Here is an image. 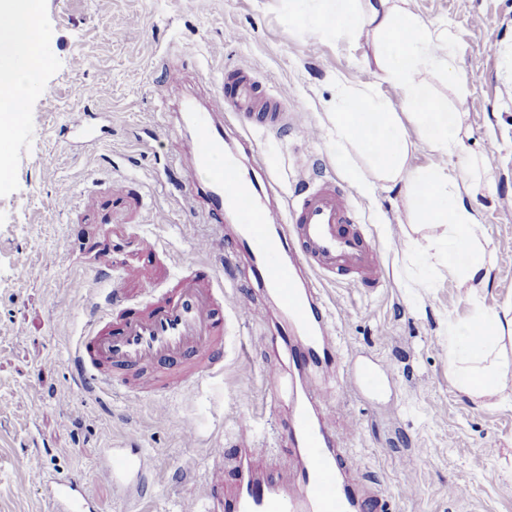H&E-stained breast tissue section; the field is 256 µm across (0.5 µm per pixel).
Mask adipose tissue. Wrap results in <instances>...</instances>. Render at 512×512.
<instances>
[{"instance_id":"obj_1","label":"adipose tissue","mask_w":512,"mask_h":512,"mask_svg":"<svg viewBox=\"0 0 512 512\" xmlns=\"http://www.w3.org/2000/svg\"><path fill=\"white\" fill-rule=\"evenodd\" d=\"M36 0H0V48L10 58L0 61V133L15 124L14 114L37 83L29 61L46 64V37L37 36ZM335 27L340 38L367 30L376 36L378 77L391 85L408 111L416 136H409L390 101L338 82L336 146L367 155L378 180L403 184L416 196L410 221L437 228L434 236L409 239L407 252L425 257L440 273L466 288L472 315L448 324V372L460 390L481 398L504 390L508 377L498 362L466 368L464 352L488 348L491 340L512 335V320L486 305L484 288L491 281L494 255L487 248V229L472 206L465 186L462 113L432 98L420 81L427 69L449 70L452 37L390 0H317L308 29ZM430 155L429 164L412 167L415 146Z\"/></svg>"}]
</instances>
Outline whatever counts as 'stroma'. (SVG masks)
<instances>
[{"instance_id": "1", "label": "stroma", "mask_w": 512, "mask_h": 512, "mask_svg": "<svg viewBox=\"0 0 512 512\" xmlns=\"http://www.w3.org/2000/svg\"><path fill=\"white\" fill-rule=\"evenodd\" d=\"M404 8L449 31L465 96L442 70L420 79L465 114L467 181L496 253L485 302L512 307V0H404ZM49 61L28 98L24 122L0 148V512H51L43 477L79 475L99 512H185L212 472L231 457L238 422L255 421L254 442L272 458L288 453V388L269 389L267 367L288 371L278 341L283 318L270 293L253 287L237 253L235 226L216 232L201 210L177 203L172 179L190 165V132L175 113L181 99L205 105L224 73L246 69L282 96L288 124L254 129L258 151L283 193L297 178L338 180L376 243L385 267L378 288L353 277L326 279L321 293L335 317L343 356L393 367L385 389L360 396L321 383L339 410L334 430L383 498L384 512H512V403L473 398L448 373L446 319L467 321L466 289L445 278L410 297L402 281L417 267L404 258L414 231L400 188L363 193L364 156L331 139L337 80L393 98L376 76V41L362 33L302 35L289 0H40ZM181 73L167 100L154 94L169 71ZM96 113L98 141L85 147L66 123ZM131 178L150 205L130 233L147 238L151 278L167 279L184 260L209 262L231 298L224 309V370L153 400L130 404L121 389L89 402L71 357L90 303L123 288L94 271L104 227L75 220L84 193ZM152 461L143 491L120 498L97 475L101 448L122 447L128 429Z\"/></svg>"}]
</instances>
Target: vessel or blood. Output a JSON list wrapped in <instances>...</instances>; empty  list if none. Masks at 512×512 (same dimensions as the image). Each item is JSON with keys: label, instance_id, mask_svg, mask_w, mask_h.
Instances as JSON below:
<instances>
[{"label": "vessel or blood", "instance_id": "1", "mask_svg": "<svg viewBox=\"0 0 512 512\" xmlns=\"http://www.w3.org/2000/svg\"><path fill=\"white\" fill-rule=\"evenodd\" d=\"M282 117V98L268 95L251 72L225 74L206 111H197L190 100L184 105V121L194 133L192 167L177 188L186 201L204 194L208 223H223L225 212L233 213L240 228L237 251L248 257L257 285L276 296L287 318L284 335L300 340L290 352L295 367L339 365L342 387L378 393L388 368L341 361L328 306L316 287L319 279L351 274L365 288L383 283L378 248L357 222L349 192L332 179L301 180L286 205H276L273 189H259L224 146L226 124L272 127ZM139 204V198L117 188L106 198L86 195L81 209L100 223L114 224ZM225 301L222 277L194 260L182 265L168 287L151 289L143 304L131 307L108 298L93 304L72 356L86 398L100 400L120 386L128 395L147 392L159 399L221 373ZM290 417L295 470L269 466L253 442L250 418H243L232 479L215 475L199 489L196 500L205 512H377L379 496L348 475L354 463L329 431L331 410L323 394L299 386ZM150 469L144 454L122 448L102 449L97 466L101 479L127 495L141 489ZM48 500L52 512H96L95 499L79 477L51 478Z\"/></svg>", "mask_w": 512, "mask_h": 512}]
</instances>
